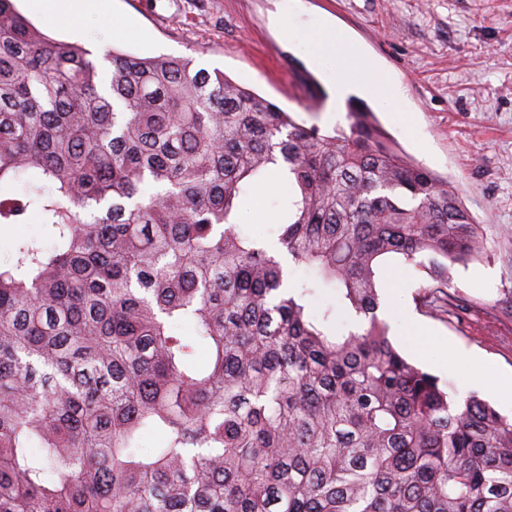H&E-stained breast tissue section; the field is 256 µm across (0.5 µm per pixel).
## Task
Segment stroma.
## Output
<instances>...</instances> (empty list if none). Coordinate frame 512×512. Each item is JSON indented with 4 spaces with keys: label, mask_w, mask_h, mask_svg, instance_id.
<instances>
[{
    "label": "stroma",
    "mask_w": 512,
    "mask_h": 512,
    "mask_svg": "<svg viewBox=\"0 0 512 512\" xmlns=\"http://www.w3.org/2000/svg\"><path fill=\"white\" fill-rule=\"evenodd\" d=\"M69 24L70 0H17L45 35L140 57H190L282 109L315 106L319 125L342 120L337 68L394 91L383 103L354 90L382 129L416 161L458 188L487 234L482 258L455 266L450 291L467 311L426 312L421 272L399 258L382 264L379 311L389 336L422 369L461 394L512 416V0H111ZM333 27L344 42L315 50ZM276 190L239 215L240 230L272 243Z\"/></svg>",
    "instance_id": "stroma-1"
}]
</instances>
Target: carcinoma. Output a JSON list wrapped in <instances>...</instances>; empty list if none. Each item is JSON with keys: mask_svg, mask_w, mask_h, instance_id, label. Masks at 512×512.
<instances>
[{"mask_svg": "<svg viewBox=\"0 0 512 512\" xmlns=\"http://www.w3.org/2000/svg\"><path fill=\"white\" fill-rule=\"evenodd\" d=\"M88 55L0 0V225L53 238L0 261V512H512V418L378 317L387 256L460 305L485 240L450 182L362 102L323 129L189 57L114 51L102 85ZM274 183L270 250L238 214Z\"/></svg>", "mask_w": 512, "mask_h": 512, "instance_id": "carcinoma-1", "label": "carcinoma"}]
</instances>
